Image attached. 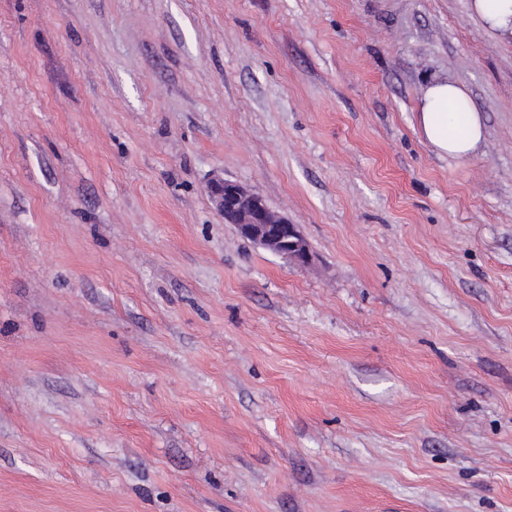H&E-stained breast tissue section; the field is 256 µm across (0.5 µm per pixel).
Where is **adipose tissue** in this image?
I'll return each mask as SVG.
<instances>
[{
    "mask_svg": "<svg viewBox=\"0 0 512 512\" xmlns=\"http://www.w3.org/2000/svg\"><path fill=\"white\" fill-rule=\"evenodd\" d=\"M418 125L433 149L467 160L484 138V120L462 87L436 79L427 86L418 108Z\"/></svg>",
    "mask_w": 512,
    "mask_h": 512,
    "instance_id": "1",
    "label": "adipose tissue"
}]
</instances>
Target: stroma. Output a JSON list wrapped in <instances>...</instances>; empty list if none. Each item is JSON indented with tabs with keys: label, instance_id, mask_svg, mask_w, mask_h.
<instances>
[{
	"label": "stroma",
	"instance_id": "35a3bbf8",
	"mask_svg": "<svg viewBox=\"0 0 512 512\" xmlns=\"http://www.w3.org/2000/svg\"><path fill=\"white\" fill-rule=\"evenodd\" d=\"M472 2L0 0V512H512V38ZM418 125L439 155L467 160L484 138V120L462 87L436 79L425 89L418 108ZM209 189L225 223L234 224L245 238L298 266L310 263L308 244L297 225L272 210L262 196L228 180L215 181Z\"/></svg>",
	"mask_w": 512,
	"mask_h": 512
}]
</instances>
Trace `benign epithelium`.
Instances as JSON below:
<instances>
[{"label": "benign epithelium", "mask_w": 512, "mask_h": 512, "mask_svg": "<svg viewBox=\"0 0 512 512\" xmlns=\"http://www.w3.org/2000/svg\"><path fill=\"white\" fill-rule=\"evenodd\" d=\"M210 195L224 223L235 225L245 238L298 266L310 263L308 244L297 225L272 210L262 196L228 180L213 182Z\"/></svg>", "instance_id": "obj_1"}]
</instances>
